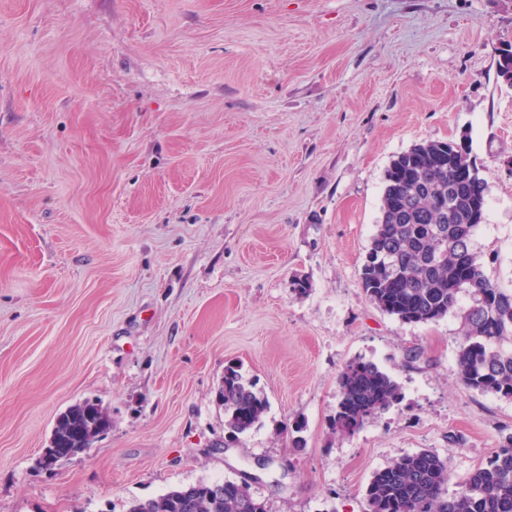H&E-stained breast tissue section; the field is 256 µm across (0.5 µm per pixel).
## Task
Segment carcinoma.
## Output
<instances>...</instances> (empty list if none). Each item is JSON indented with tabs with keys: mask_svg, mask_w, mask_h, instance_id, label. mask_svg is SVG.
I'll return each instance as SVG.
<instances>
[{
	"mask_svg": "<svg viewBox=\"0 0 512 512\" xmlns=\"http://www.w3.org/2000/svg\"><path fill=\"white\" fill-rule=\"evenodd\" d=\"M486 182L468 152L451 154L445 141L413 146L389 166L377 224L361 270L371 301L402 321L427 323L457 311L459 297L470 299L460 311V378L483 394L512 398V289L485 272L473 252L476 203L485 199ZM397 276L398 290L387 287ZM340 400L332 430L352 433L364 421L398 401L396 381L376 364L354 360L339 379ZM224 407V428L238 437L260 422L266 398L228 365L215 393ZM112 424L97 403L84 401L57 417L47 448L56 460L75 455ZM447 463L432 450L395 459L374 473L366 490L368 512H512V438L463 489L445 496ZM128 512H268L249 490L231 482L224 495L209 497L201 483L181 486L155 499L135 501Z\"/></svg>",
	"mask_w": 512,
	"mask_h": 512,
	"instance_id": "obj_1",
	"label": "carcinoma"
}]
</instances>
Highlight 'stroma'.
Returning a JSON list of instances; mask_svg holds the SVG:
<instances>
[{
	"label": "stroma",
	"instance_id": "stroma-1",
	"mask_svg": "<svg viewBox=\"0 0 512 512\" xmlns=\"http://www.w3.org/2000/svg\"><path fill=\"white\" fill-rule=\"evenodd\" d=\"M508 43L512 0H0V512L248 473L269 512H366L373 474L424 449L459 491L512 399L461 382L459 315H389L361 269L392 160L448 141L486 181L473 249L512 288ZM356 359L400 398L337 433ZM230 364L268 401L236 439ZM86 400L111 427L41 469Z\"/></svg>",
	"mask_w": 512,
	"mask_h": 512
}]
</instances>
